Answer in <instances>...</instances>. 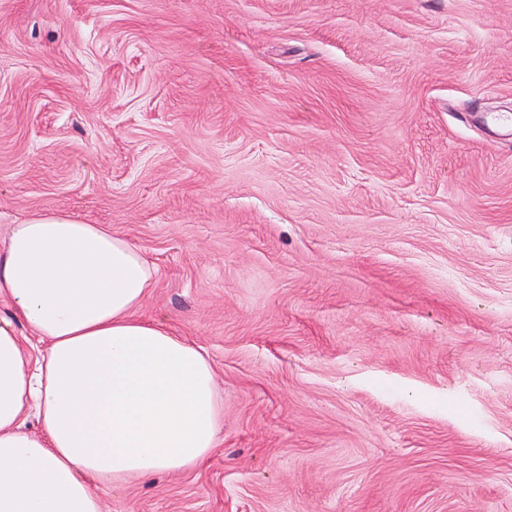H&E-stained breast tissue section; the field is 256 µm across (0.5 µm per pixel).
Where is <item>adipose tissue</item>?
I'll use <instances>...</instances> for the list:
<instances>
[{
  "label": "adipose tissue",
  "instance_id": "obj_1",
  "mask_svg": "<svg viewBox=\"0 0 512 512\" xmlns=\"http://www.w3.org/2000/svg\"><path fill=\"white\" fill-rule=\"evenodd\" d=\"M155 275L125 238L64 213L0 239V512H104L100 488L199 468L220 447L212 363L140 313Z\"/></svg>",
  "mask_w": 512,
  "mask_h": 512
}]
</instances>
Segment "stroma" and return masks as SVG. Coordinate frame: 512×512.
I'll list each match as a JSON object with an SVG mask.
<instances>
[{
	"instance_id": "stroma-1",
	"label": "stroma",
	"mask_w": 512,
	"mask_h": 512,
	"mask_svg": "<svg viewBox=\"0 0 512 512\" xmlns=\"http://www.w3.org/2000/svg\"><path fill=\"white\" fill-rule=\"evenodd\" d=\"M512 0H0V238L102 224L224 429L105 512H512Z\"/></svg>"
}]
</instances>
